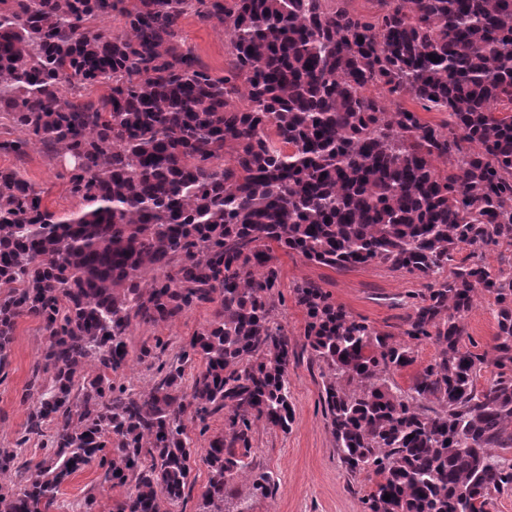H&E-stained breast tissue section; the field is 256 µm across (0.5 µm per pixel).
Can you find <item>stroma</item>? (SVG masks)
Masks as SVG:
<instances>
[{"mask_svg":"<svg viewBox=\"0 0 512 512\" xmlns=\"http://www.w3.org/2000/svg\"><path fill=\"white\" fill-rule=\"evenodd\" d=\"M180 27L186 47L193 50L211 74L223 75L232 60L223 29L194 14L186 16ZM14 166L44 189L48 206L62 212L76 208V200L66 191L61 162L36 148L21 160L0 155V167ZM279 265L282 301L278 320L286 327L296 351L288 367L294 421L285 432L261 425L253 434L254 460L275 479L272 495L252 496L251 484L246 480L239 482V491L248 499L249 512H365L364 499L373 481L364 473L350 476L338 458L325 419L321 369L305 349L306 317L295 303L292 289L303 280L315 282L353 316L366 319L379 330L396 333L412 306L425 294L428 281L416 274L390 271L380 264L335 270L294 254H280ZM208 317V310L199 308L165 325L138 327L129 341L130 353L135 357L142 346L160 340L166 344L164 359H172ZM464 324L479 349H487L497 330L493 298L478 294ZM42 342L36 320H19L9 372L0 379V448L14 447L18 439H24L30 411L24 396ZM89 494L97 498V512H112V491L103 483L101 470L94 467L76 473L61 486L56 512H69L70 503Z\"/></svg>","mask_w":512,"mask_h":512,"instance_id":"stroma-1","label":"stroma"}]
</instances>
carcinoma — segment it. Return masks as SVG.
<instances>
[{
	"label": "carcinoma",
	"instance_id": "carcinoma-1",
	"mask_svg": "<svg viewBox=\"0 0 512 512\" xmlns=\"http://www.w3.org/2000/svg\"><path fill=\"white\" fill-rule=\"evenodd\" d=\"M375 3L0 0V154L61 158L79 205L57 212L0 168V374L18 321L37 320L21 442L52 431L35 463L0 448V512H51L91 466L112 512H172L199 461L197 512H226L244 478L271 494L252 435L294 417L279 250L429 280L398 340L293 287L337 454L375 477L365 512H490L512 488V268L454 262L512 242V0ZM191 12L229 37L224 75L184 48ZM114 14L121 29L100 31ZM478 288L497 320L482 353L462 324ZM200 307L210 318L157 382H117L134 327ZM428 341L437 355L402 389L392 375ZM219 412L198 457L188 423Z\"/></svg>",
	"mask_w": 512,
	"mask_h": 512
}]
</instances>
